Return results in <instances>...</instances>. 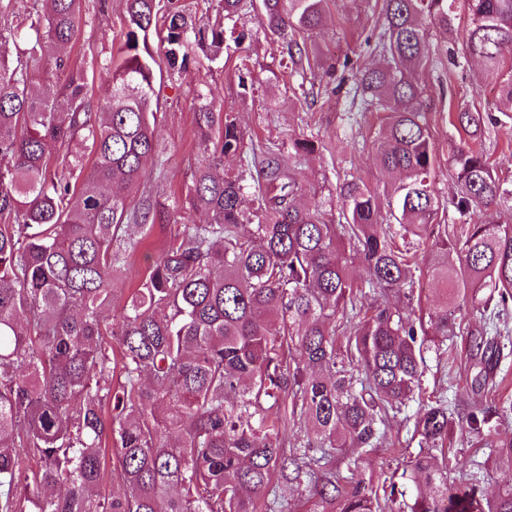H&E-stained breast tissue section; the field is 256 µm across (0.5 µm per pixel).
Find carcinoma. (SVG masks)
<instances>
[{"label": "carcinoma", "instance_id": "1", "mask_svg": "<svg viewBox=\"0 0 512 512\" xmlns=\"http://www.w3.org/2000/svg\"><path fill=\"white\" fill-rule=\"evenodd\" d=\"M17 12L0 38L24 36L14 59H0V512H254L273 474L312 477L313 448L368 453L381 426L420 385L428 349L423 325L388 305L413 295L412 268L439 205L430 179L438 155L422 109L424 89L408 77L429 58L426 23L449 29L455 0H381L372 67L351 71L364 112H381V172L395 179L381 211L360 179L339 186L340 212L300 206L302 160L317 151L292 140L294 153L255 154L232 112L199 95L196 131L210 158L200 164L182 205L171 209L136 195L146 165L159 155L154 110V34L169 69L184 70L191 45L219 56L224 20L244 6L305 55L300 37L317 28L325 0H222L204 29L172 0H125L123 41L103 64L107 94L95 104L84 69L59 53L77 41L80 0H41ZM464 53L488 69L507 68L499 111L512 112V0H470ZM236 47L244 34L230 32ZM48 65L56 89L35 70ZM448 121L471 140L493 118L458 105ZM253 166L263 221L242 209L241 175L219 174L223 159ZM465 218L512 202L490 158L459 146L449 158ZM200 212L188 224L182 212ZM164 221L167 247L118 315L114 283L137 248V234ZM458 244L428 267L441 288L429 320L454 335L458 313L487 290L485 305L512 300V225L465 223ZM459 266L448 264V248ZM367 278L356 281L349 263ZM380 297L369 308L363 289ZM496 338L477 333L471 355L487 362ZM309 425L301 454L286 455L280 411ZM472 410L481 436L490 414ZM456 409L437 400L413 424L420 451L411 471L417 493L409 512H512V439H485L499 471L489 499L457 456L432 460L448 439ZM113 442L123 492L105 495L104 442ZM320 501L338 512H394L406 496L394 481H353L331 466L314 481Z\"/></svg>", "mask_w": 512, "mask_h": 512}]
</instances>
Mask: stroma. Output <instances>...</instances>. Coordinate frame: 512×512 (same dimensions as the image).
Segmentation results:
<instances>
[{"label": "stroma", "mask_w": 512, "mask_h": 512, "mask_svg": "<svg viewBox=\"0 0 512 512\" xmlns=\"http://www.w3.org/2000/svg\"><path fill=\"white\" fill-rule=\"evenodd\" d=\"M124 5L122 0H81L84 25L79 42L68 49L79 65L91 67L104 63L116 51L122 39ZM465 0H460L452 29L428 25L429 61L415 77L426 89V119L439 154V166L433 182V194L440 206L439 216L446 226L449 241L462 236L459 216L450 205L456 185L448 172L451 149L460 136L448 122L449 102H466L480 110L496 113L500 72L490 71L460 53L459 35L469 23ZM381 19L376 0H326L322 26L305 33L311 64L322 60L375 64L365 39ZM231 27L247 35L236 59L211 66L191 63L181 73L162 70L154 82L163 117L158 128L161 154L149 163L138 192L174 204L184 197L194 173L208 153L200 142L194 107L199 97L213 100L222 110L235 113L246 134L261 146L290 152L294 137L309 138L318 150L303 163L304 191L301 203H322L339 208L337 188L355 177L369 186L382 185L374 140L378 132L375 114L357 112L350 96L331 92L325 83L304 76L301 67L292 64L287 51L275 35L264 31L255 13L235 15ZM246 61L252 84L248 92L238 87V63ZM480 144L506 183L512 184V119L486 124ZM169 228L154 224L145 234L138 250L115 285L114 303L122 305L137 281L146 274L157 254L165 247ZM485 325L489 333H500L503 347L492 379L478 386L483 366L470 355L469 331ZM462 331L453 336L436 337L425 354V371L418 400L409 403L402 414L390 419L380 447L362 456L337 453L334 459L341 473H354L357 479L378 481L406 469L419 448L411 440L408 418L421 402L447 397L456 400L460 413L476 407H497L512 402V308L503 313L478 312L464 306ZM450 449L459 458L480 461L478 483L486 495L496 490V475L468 432L465 421H456L450 436Z\"/></svg>", "instance_id": "obj_1"}]
</instances>
